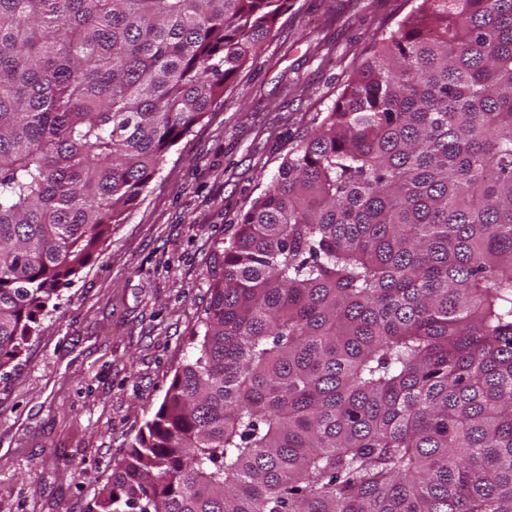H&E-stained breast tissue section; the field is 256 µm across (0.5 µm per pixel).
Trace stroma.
<instances>
[{"mask_svg": "<svg viewBox=\"0 0 512 512\" xmlns=\"http://www.w3.org/2000/svg\"><path fill=\"white\" fill-rule=\"evenodd\" d=\"M421 0H285L0 379V512H90L193 352L218 247Z\"/></svg>", "mask_w": 512, "mask_h": 512, "instance_id": "35a3bbf8", "label": "stroma"}]
</instances>
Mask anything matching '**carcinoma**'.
<instances>
[{"label":"carcinoma","mask_w":512,"mask_h":512,"mask_svg":"<svg viewBox=\"0 0 512 512\" xmlns=\"http://www.w3.org/2000/svg\"><path fill=\"white\" fill-rule=\"evenodd\" d=\"M284 0H0V374ZM92 512H512V0H421L222 249Z\"/></svg>","instance_id":"obj_1"}]
</instances>
